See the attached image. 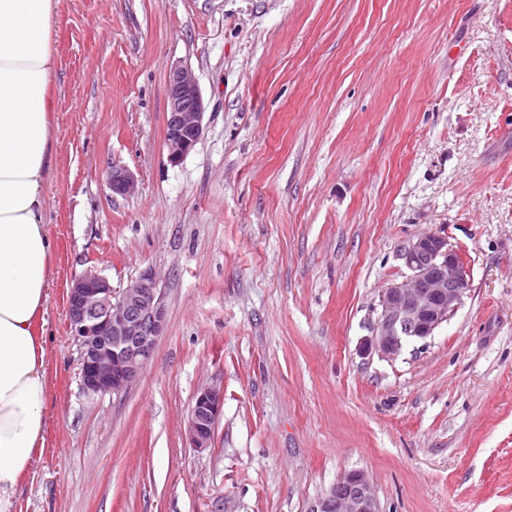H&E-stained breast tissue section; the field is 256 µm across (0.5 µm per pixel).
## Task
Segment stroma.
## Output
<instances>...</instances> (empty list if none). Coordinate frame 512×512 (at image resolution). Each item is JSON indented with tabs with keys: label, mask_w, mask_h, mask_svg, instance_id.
Wrapping results in <instances>:
<instances>
[{
	"label": "stroma",
	"mask_w": 512,
	"mask_h": 512,
	"mask_svg": "<svg viewBox=\"0 0 512 512\" xmlns=\"http://www.w3.org/2000/svg\"><path fill=\"white\" fill-rule=\"evenodd\" d=\"M56 43L44 442L15 512H310L350 470L380 512H512V0H60ZM180 65L205 115L174 164ZM427 232L466 261L462 304L396 358L365 351ZM148 267L154 355L87 394L66 293ZM205 105L196 77L188 67H176L169 76L165 145L171 163H179L203 133ZM107 183L112 193L128 195L136 186V180L131 171L125 167L112 166V171L107 176ZM223 405L224 388L220 385L206 386L197 392L186 429L191 448L203 451L210 447Z\"/></svg>",
	"instance_id": "35a3bbf8"
}]
</instances>
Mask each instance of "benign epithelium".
Masks as SVG:
<instances>
[{
	"instance_id": "obj_1",
	"label": "benign epithelium",
	"mask_w": 512,
	"mask_h": 512,
	"mask_svg": "<svg viewBox=\"0 0 512 512\" xmlns=\"http://www.w3.org/2000/svg\"><path fill=\"white\" fill-rule=\"evenodd\" d=\"M205 105L191 69L177 67L169 76L165 145L176 164L196 146L203 133ZM109 189L132 193L136 180L125 167L112 166ZM410 277L380 295V311L366 347L385 358L399 355L411 340L425 339L448 320L468 290L466 267L440 233H424L398 251ZM70 335L79 350V378L89 395L125 394L139 380L166 326V305L152 269L124 288H114L89 269L72 281L66 293ZM224 405V388H201L190 410L186 437L198 450L210 447ZM311 512H380L367 475L343 473Z\"/></svg>"
}]
</instances>
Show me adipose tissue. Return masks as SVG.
<instances>
[{"mask_svg": "<svg viewBox=\"0 0 512 512\" xmlns=\"http://www.w3.org/2000/svg\"><path fill=\"white\" fill-rule=\"evenodd\" d=\"M58 7L0 0V512H14L44 429L41 331L52 254L44 182Z\"/></svg>", "mask_w": 512, "mask_h": 512, "instance_id": "ef3b65f1", "label": "adipose tissue"}]
</instances>
